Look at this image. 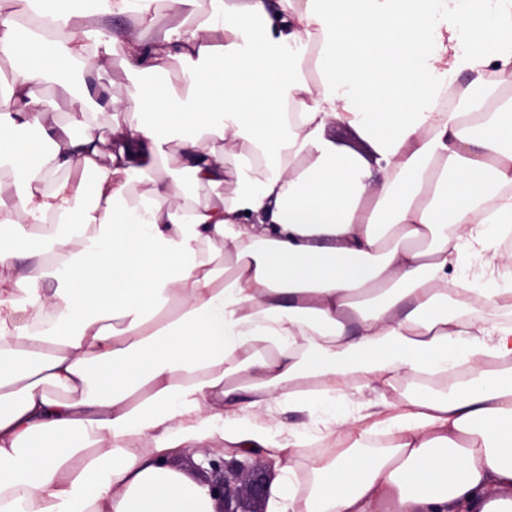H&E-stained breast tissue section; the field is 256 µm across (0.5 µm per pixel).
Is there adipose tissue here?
<instances>
[{
	"mask_svg": "<svg viewBox=\"0 0 512 512\" xmlns=\"http://www.w3.org/2000/svg\"><path fill=\"white\" fill-rule=\"evenodd\" d=\"M34 5L49 35L0 20V512H214L170 459L301 454L283 407L335 445L268 512H490L512 320L480 312L512 288L457 269L512 266V0ZM116 53L123 98L98 81ZM104 110L135 119L103 139ZM400 376L421 393L356 402ZM327 135L340 146L355 150L364 156L369 163L373 175L375 177L379 176V169L383 166V162L379 160L378 156L373 152V148L364 141L357 131L350 127L336 124L331 125L327 129Z\"/></svg>",
	"mask_w": 512,
	"mask_h": 512,
	"instance_id": "ef3b65f1",
	"label": "adipose tissue"
}]
</instances>
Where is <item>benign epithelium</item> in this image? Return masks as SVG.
Instances as JSON below:
<instances>
[{"mask_svg":"<svg viewBox=\"0 0 512 512\" xmlns=\"http://www.w3.org/2000/svg\"><path fill=\"white\" fill-rule=\"evenodd\" d=\"M194 477L209 485L216 512H262L269 482L248 461L210 458L205 467L194 465Z\"/></svg>","mask_w":512,"mask_h":512,"instance_id":"obj_1","label":"benign epithelium"}]
</instances>
